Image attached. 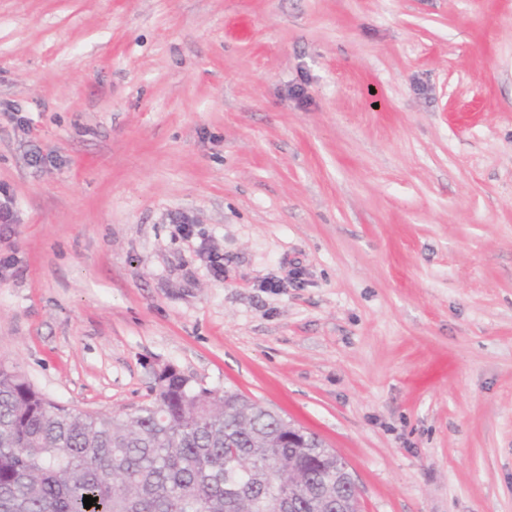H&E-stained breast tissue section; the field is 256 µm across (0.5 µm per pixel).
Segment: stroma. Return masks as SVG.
I'll return each instance as SVG.
<instances>
[{"label":"stroma","mask_w":512,"mask_h":512,"mask_svg":"<svg viewBox=\"0 0 512 512\" xmlns=\"http://www.w3.org/2000/svg\"><path fill=\"white\" fill-rule=\"evenodd\" d=\"M0 197V363L48 399L171 367L362 512H512V0H0Z\"/></svg>","instance_id":"35a3bbf8"}]
</instances>
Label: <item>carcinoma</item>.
Segmentation results:
<instances>
[{
    "instance_id": "obj_1",
    "label": "carcinoma",
    "mask_w": 512,
    "mask_h": 512,
    "mask_svg": "<svg viewBox=\"0 0 512 512\" xmlns=\"http://www.w3.org/2000/svg\"><path fill=\"white\" fill-rule=\"evenodd\" d=\"M244 395L175 370L137 412H81L0 363V512H336V452ZM306 472L288 508V460ZM96 499L84 508L83 497Z\"/></svg>"
}]
</instances>
